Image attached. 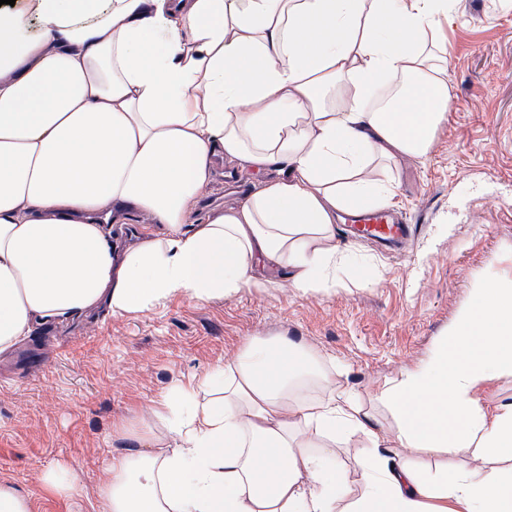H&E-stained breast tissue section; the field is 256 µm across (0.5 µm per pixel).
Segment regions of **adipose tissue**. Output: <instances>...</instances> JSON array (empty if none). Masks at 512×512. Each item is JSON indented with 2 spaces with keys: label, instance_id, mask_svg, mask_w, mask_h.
Here are the masks:
<instances>
[{
  "label": "adipose tissue",
  "instance_id": "obj_1",
  "mask_svg": "<svg viewBox=\"0 0 512 512\" xmlns=\"http://www.w3.org/2000/svg\"><path fill=\"white\" fill-rule=\"evenodd\" d=\"M448 0H24L0 7V353L37 326L259 288L336 285L342 211L387 205L372 168L428 154L450 107L434 42ZM257 190L191 215L218 166ZM279 169V178L264 174ZM151 215L121 248L99 214ZM322 359L255 341L153 410L112 459L108 512H512V287L476 290L418 368L381 387L401 459ZM373 454L346 466L354 435ZM473 454L482 465L456 466ZM361 474L350 487V470Z\"/></svg>",
  "mask_w": 512,
  "mask_h": 512
}]
</instances>
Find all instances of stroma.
Here are the masks:
<instances>
[{
	"mask_svg": "<svg viewBox=\"0 0 512 512\" xmlns=\"http://www.w3.org/2000/svg\"><path fill=\"white\" fill-rule=\"evenodd\" d=\"M451 109L425 158L396 157L376 177L415 231L399 256L337 237L348 256L335 288L301 294L267 269L265 285L205 301L182 294L133 314L97 310L39 327L0 354V485L32 512H106L101 487L125 430L154 428L174 384L233 362L254 338H285L324 357L335 382L395 429L381 385L428 357L488 282L512 281V6L451 0L439 31ZM70 466L71 495L45 471Z\"/></svg>",
	"mask_w": 512,
	"mask_h": 512,
	"instance_id": "35a3bbf8",
	"label": "stroma"
}]
</instances>
